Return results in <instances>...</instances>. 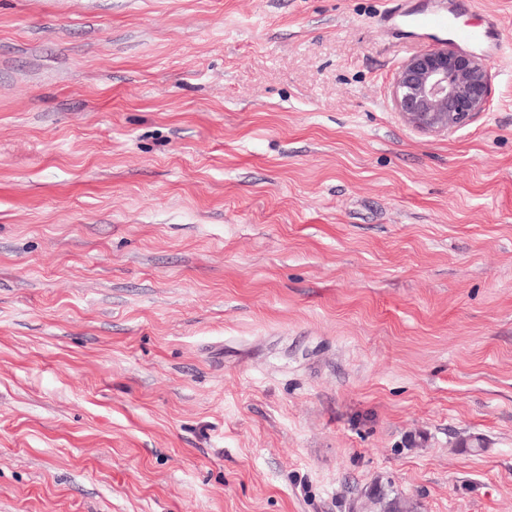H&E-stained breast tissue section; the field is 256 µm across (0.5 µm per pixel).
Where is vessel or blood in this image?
Returning a JSON list of instances; mask_svg holds the SVG:
<instances>
[{
  "instance_id": "vessel-or-blood-1",
  "label": "vessel or blood",
  "mask_w": 512,
  "mask_h": 512,
  "mask_svg": "<svg viewBox=\"0 0 512 512\" xmlns=\"http://www.w3.org/2000/svg\"><path fill=\"white\" fill-rule=\"evenodd\" d=\"M474 0H398L394 11L384 17L386 31L400 34L405 28L428 34L448 32L455 43L481 45L490 57H498L503 49L502 26L492 15L486 16L479 28H459L456 21L473 6Z\"/></svg>"
}]
</instances>
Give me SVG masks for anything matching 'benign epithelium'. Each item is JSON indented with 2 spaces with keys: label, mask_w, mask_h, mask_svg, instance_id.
Here are the masks:
<instances>
[{
  "label": "benign epithelium",
  "mask_w": 512,
  "mask_h": 512,
  "mask_svg": "<svg viewBox=\"0 0 512 512\" xmlns=\"http://www.w3.org/2000/svg\"><path fill=\"white\" fill-rule=\"evenodd\" d=\"M488 86L489 63L484 57L433 47L400 66L393 85V108L417 130L449 131L485 110Z\"/></svg>",
  "instance_id": "benign-epithelium-1"
}]
</instances>
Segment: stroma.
I'll use <instances>...</instances> for the list:
<instances>
[{"label":"stroma","instance_id":"1","mask_svg":"<svg viewBox=\"0 0 512 512\" xmlns=\"http://www.w3.org/2000/svg\"><path fill=\"white\" fill-rule=\"evenodd\" d=\"M395 4L0 0V512H512V0L441 133ZM489 63L477 54L433 47L405 61L393 85L395 112L430 133L465 125L484 112Z\"/></svg>","mask_w":512,"mask_h":512}]
</instances>
